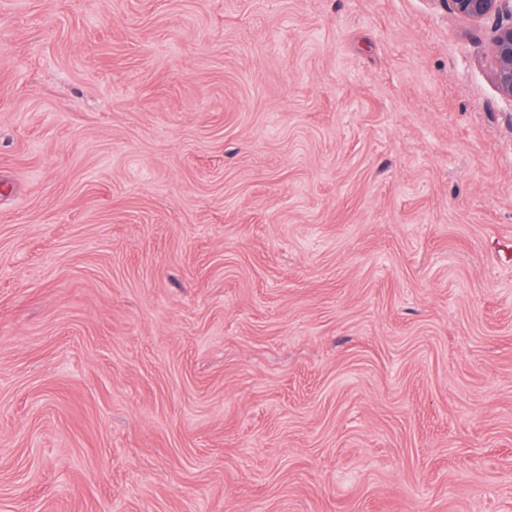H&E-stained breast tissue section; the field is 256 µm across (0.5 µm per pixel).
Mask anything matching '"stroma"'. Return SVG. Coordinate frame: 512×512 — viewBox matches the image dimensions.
Wrapping results in <instances>:
<instances>
[{
	"label": "stroma",
	"mask_w": 512,
	"mask_h": 512,
	"mask_svg": "<svg viewBox=\"0 0 512 512\" xmlns=\"http://www.w3.org/2000/svg\"><path fill=\"white\" fill-rule=\"evenodd\" d=\"M491 36L0 0V512H512Z\"/></svg>",
	"instance_id": "1"
}]
</instances>
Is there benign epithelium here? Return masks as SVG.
Instances as JSON below:
<instances>
[{"instance_id": "obj_1", "label": "benign epithelium", "mask_w": 512, "mask_h": 512, "mask_svg": "<svg viewBox=\"0 0 512 512\" xmlns=\"http://www.w3.org/2000/svg\"><path fill=\"white\" fill-rule=\"evenodd\" d=\"M448 11L474 22H492L489 55L500 96L512 103V0H439Z\"/></svg>"}]
</instances>
